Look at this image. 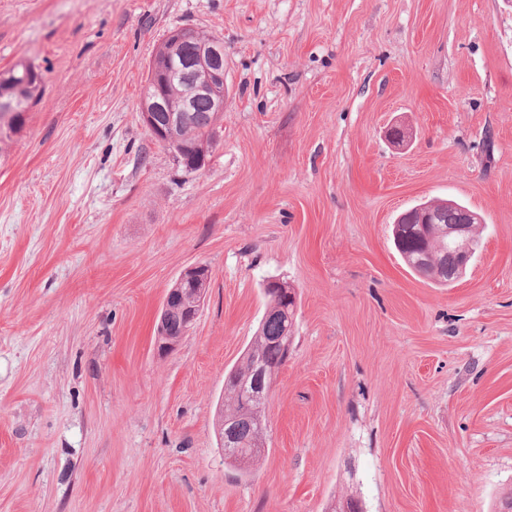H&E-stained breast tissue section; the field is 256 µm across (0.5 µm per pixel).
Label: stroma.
<instances>
[{
	"label": "stroma",
	"instance_id": "stroma-1",
	"mask_svg": "<svg viewBox=\"0 0 512 512\" xmlns=\"http://www.w3.org/2000/svg\"><path fill=\"white\" fill-rule=\"evenodd\" d=\"M224 42L204 173L143 126L170 29ZM44 90L0 156V512H501L512 491V0H0V70ZM407 132L403 144L391 127ZM483 218L459 281L412 274L392 224ZM212 279L159 355L165 291ZM297 294L243 476L224 373Z\"/></svg>",
	"mask_w": 512,
	"mask_h": 512
}]
</instances>
